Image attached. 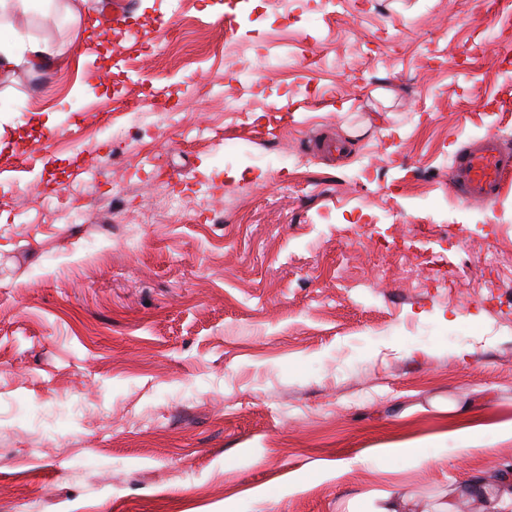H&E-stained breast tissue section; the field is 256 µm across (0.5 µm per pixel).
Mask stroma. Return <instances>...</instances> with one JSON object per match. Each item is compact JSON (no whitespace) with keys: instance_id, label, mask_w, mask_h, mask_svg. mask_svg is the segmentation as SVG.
Listing matches in <instances>:
<instances>
[{"instance_id":"stroma-1","label":"stroma","mask_w":512,"mask_h":512,"mask_svg":"<svg viewBox=\"0 0 512 512\" xmlns=\"http://www.w3.org/2000/svg\"><path fill=\"white\" fill-rule=\"evenodd\" d=\"M227 2L132 0L108 59L102 0L0 26L62 57L0 75V512H436L512 462V181L448 188L512 149V11ZM512 173V152L491 133L469 141L454 158L450 188L464 206L491 208Z\"/></svg>"}]
</instances>
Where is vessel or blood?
I'll list each match as a JSON object with an SVG mask.
<instances>
[{
	"mask_svg": "<svg viewBox=\"0 0 512 512\" xmlns=\"http://www.w3.org/2000/svg\"><path fill=\"white\" fill-rule=\"evenodd\" d=\"M512 174V151L491 133L469 141L454 158L450 188L465 206L490 208L499 200L507 175Z\"/></svg>",
	"mask_w": 512,
	"mask_h": 512,
	"instance_id": "obj_1",
	"label": "vessel or blood"
}]
</instances>
